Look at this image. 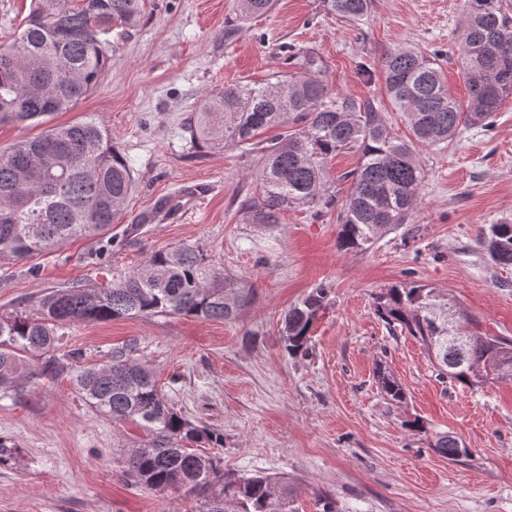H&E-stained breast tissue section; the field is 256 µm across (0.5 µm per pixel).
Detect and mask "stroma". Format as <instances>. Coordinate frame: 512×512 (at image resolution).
Wrapping results in <instances>:
<instances>
[{"label":"stroma","mask_w":512,"mask_h":512,"mask_svg":"<svg viewBox=\"0 0 512 512\" xmlns=\"http://www.w3.org/2000/svg\"><path fill=\"white\" fill-rule=\"evenodd\" d=\"M465 0H375L352 23L321 0H276L242 30L239 0H148L128 36L113 35L98 84L64 125L92 116L126 158L136 187L116 217L111 245L80 237L25 260L0 261V313L23 309L74 282L94 283L138 267L152 252L199 245L253 291L231 320L152 316L63 329V350L98 363L137 340L169 402L198 425L220 430L227 468L288 477L299 512H512V381L473 389L440 380L419 340L389 328L373 296L402 283L435 288L492 336L512 339V267L495 265L480 230L512 221V96L491 131L472 125L436 148H417L424 172L407 223L362 252L336 247V213L291 210L277 224H249L254 155L227 147L196 151L185 123L199 101L233 83L286 71V46L318 53L333 88L373 100L395 133L407 125L386 94L380 59L398 42L442 51L448 88L468 89L458 46ZM232 36H225V29ZM368 64L370 75L359 72ZM321 282L331 285L308 349H284L285 313ZM385 368L405 392L387 400ZM420 428H409L411 420ZM450 434L469 453L436 452ZM0 435L22 450L0 468V512H196L183 489L165 493L121 478L124 450L139 432L87 406L68 377L26 381L0 399Z\"/></svg>","instance_id":"stroma-1"}]
</instances>
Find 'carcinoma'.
<instances>
[{
    "mask_svg": "<svg viewBox=\"0 0 512 512\" xmlns=\"http://www.w3.org/2000/svg\"><path fill=\"white\" fill-rule=\"evenodd\" d=\"M32 2L12 41L0 44V125L39 122L83 99L108 68L112 32L128 34L139 27L147 0ZM324 3L330 13L359 22L373 0ZM273 5L274 0H240L239 18H258ZM288 52L299 72L260 85L236 83L203 97L187 121L190 142L198 149L240 146L255 154L256 193L243 205L249 223L278 224L293 208L315 214L335 208L337 248L361 252L382 230L412 215L424 179L417 147H438L469 123L492 130L494 112L512 95V0H467L460 43L469 92L465 106L448 90L440 51L398 43L381 57L387 96L409 128L406 140L392 132L371 101L329 87L318 54L291 46ZM283 126L288 131L257 140ZM343 150L355 152L358 160L343 175L350 190L340 201L327 162ZM134 187L130 164L96 119L49 126L16 142L0 157V256L24 259L102 232ZM479 244L493 263L512 266V224L486 226ZM327 295L321 285L285 314L282 340L288 354L307 350ZM250 300V289L189 243L151 253L110 284L57 288L28 313L0 315V395L21 396L23 372L47 380L68 374L86 405L114 424L143 430L122 471L132 485L159 493L182 487L196 499L198 512H297L296 490L287 479L226 470L222 458L193 449L202 442L219 446L224 434L198 426L167 401L151 365L133 357L137 341L110 351L101 364H80L74 350L57 353L59 331L70 324L166 314L229 320ZM446 310L448 296L424 285H395L376 296L377 315L420 340L441 377L469 388L502 380L496 368L512 370V340L488 336L466 317L471 339L459 346L448 340ZM379 382L390 400L405 398L393 377L382 373ZM434 449L450 460L462 456L450 435L437 438ZM20 455L12 439L0 436V466L16 464Z\"/></svg>",
    "mask_w": 512,
    "mask_h": 512,
    "instance_id": "cac0c4a2",
    "label": "carcinoma"
}]
</instances>
